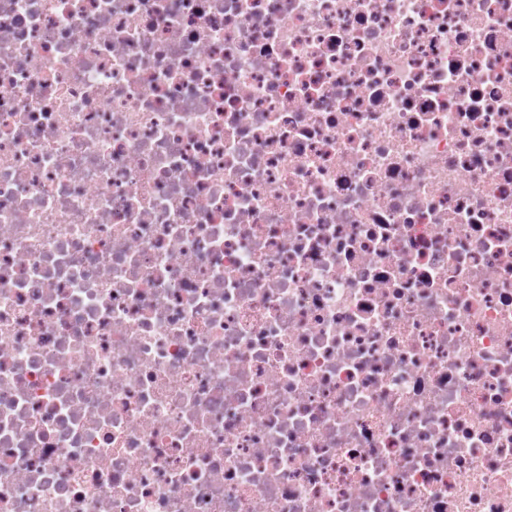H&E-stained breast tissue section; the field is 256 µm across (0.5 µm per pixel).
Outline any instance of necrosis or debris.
Wrapping results in <instances>:
<instances>
[{
	"instance_id": "necrosis-or-debris-1",
	"label": "necrosis or debris",
	"mask_w": 512,
	"mask_h": 512,
	"mask_svg": "<svg viewBox=\"0 0 512 512\" xmlns=\"http://www.w3.org/2000/svg\"><path fill=\"white\" fill-rule=\"evenodd\" d=\"M0 512H512V0H0Z\"/></svg>"
}]
</instances>
